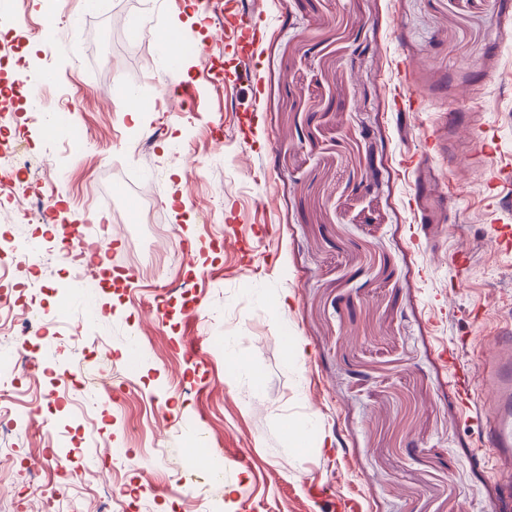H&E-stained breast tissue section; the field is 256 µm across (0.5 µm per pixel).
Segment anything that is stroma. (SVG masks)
Here are the masks:
<instances>
[{
	"label": "stroma",
	"instance_id": "1",
	"mask_svg": "<svg viewBox=\"0 0 512 512\" xmlns=\"http://www.w3.org/2000/svg\"><path fill=\"white\" fill-rule=\"evenodd\" d=\"M56 69L40 122L5 123L32 159L62 224H103L113 290L62 281L49 224L0 207V238L38 240L37 269L0 284V330L31 363L8 402L38 425L0 440V512H42L31 458L47 460L68 512H123L119 489L147 487L155 512H333L311 483L360 512H507L496 473L477 466L492 405L488 347L512 329V0H55ZM33 57L43 5L20 0ZM202 14L203 25L192 24ZM253 14L259 39L230 26ZM183 27L170 73L157 31ZM420 112H397L399 86ZM191 90L175 96L174 87ZM81 103L78 149L49 125L64 94ZM147 121L136 126L130 103ZM440 129L428 151L425 132ZM493 142L483 148L473 129ZM415 155L420 166H404ZM427 196L433 224L410 207ZM155 208L146 223L145 203ZM472 260L457 282L454 252ZM194 308L182 310L184 295ZM63 318L25 330L28 310ZM300 340L292 361L286 341ZM453 346L455 361L439 357ZM108 346L130 366L94 413L59 388V362ZM471 395L462 407L459 391ZM313 426L304 452L289 425ZM218 467L219 483L207 479Z\"/></svg>",
	"mask_w": 512,
	"mask_h": 512
}]
</instances>
